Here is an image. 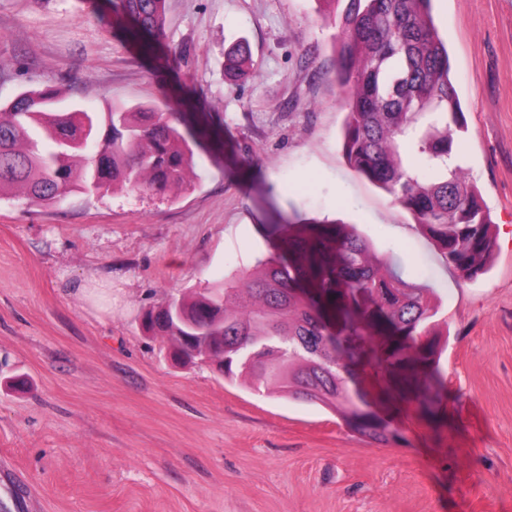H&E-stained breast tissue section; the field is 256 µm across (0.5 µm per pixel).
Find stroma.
<instances>
[{"instance_id":"stroma-1","label":"stroma","mask_w":512,"mask_h":512,"mask_svg":"<svg viewBox=\"0 0 512 512\" xmlns=\"http://www.w3.org/2000/svg\"><path fill=\"white\" fill-rule=\"evenodd\" d=\"M318 0H167L148 56L106 0H0V104L52 87L180 113L194 175L159 195L0 198V465L28 512H512V0H432L465 117L463 167L497 230L451 270L411 214L353 171ZM252 50L231 81L225 53ZM356 225L448 320L447 427L413 408L381 444L332 410L182 365L142 327L166 299L240 275L275 224ZM111 289L105 311L78 292ZM252 66V52L246 40H239L227 52L224 72L234 78H244Z\"/></svg>"}]
</instances>
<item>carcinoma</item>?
<instances>
[{"mask_svg": "<svg viewBox=\"0 0 512 512\" xmlns=\"http://www.w3.org/2000/svg\"><path fill=\"white\" fill-rule=\"evenodd\" d=\"M327 2L340 29L333 74L344 92L348 164L414 217L448 267L467 279L485 273L493 222L459 163L455 136L465 122L432 0ZM165 4L112 0V9L147 53L163 33ZM251 66L250 44L240 40L224 72L244 78ZM193 167L187 138L162 114L122 103L75 111L56 89L26 92L0 110V196L20 189L44 203L75 189L164 193ZM430 293L351 224H290L280 252L256 258L254 272L171 299L144 324L185 356L208 336L225 376L327 407L387 442L402 436L370 409L371 396L417 405L443 426L448 334L436 331Z\"/></svg>", "mask_w": 512, "mask_h": 512, "instance_id": "1", "label": "carcinoma"}]
</instances>
